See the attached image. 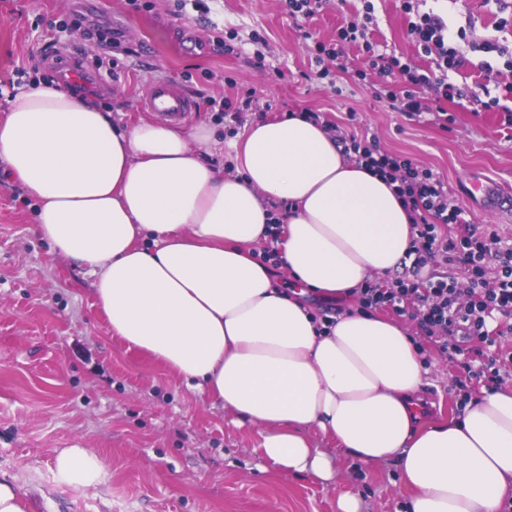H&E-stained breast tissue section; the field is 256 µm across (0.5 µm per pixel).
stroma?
Instances as JSON below:
<instances>
[{"mask_svg":"<svg viewBox=\"0 0 512 512\" xmlns=\"http://www.w3.org/2000/svg\"><path fill=\"white\" fill-rule=\"evenodd\" d=\"M134 12L127 0H0V109L18 87L17 68L58 81V63L96 69L104 50L76 31L75 17L112 28L125 51L114 71H99L108 91L100 100L123 124L148 119L139 100L166 82L192 98L190 125L228 134L232 119L204 104L225 97L232 108L250 99L246 120L324 112L339 125L374 136L447 183L463 203L472 173L512 183V128L497 110L471 101L432 98L447 110L416 121L357 78L364 56L349 45L328 74L316 66L315 44L357 16L360 0H328L306 20L288 16L282 0H214L209 19L177 15L173 0H151ZM450 30L464 26L463 65L448 75L462 92L476 85H512V70L484 53L485 41L512 48V23L494 0H428ZM373 41L420 67L431 65L407 34L399 0H376ZM491 70H482V62ZM97 70V69H96ZM36 207L0 160V473L15 477L34 512H336L340 493L357 494L363 512H408V493L394 464L338 460L335 483L281 473L252 453L253 428L237 425L223 406L190 390L158 363L113 338L95 303L92 279L57 255L35 230ZM432 386L423 399L430 417L456 415L463 393L458 371L432 343ZM94 450L107 463L94 490L62 482L59 449Z\"/></svg>","mask_w":512,"mask_h":512,"instance_id":"obj_1","label":"stroma"}]
</instances>
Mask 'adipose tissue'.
Segmentation results:
<instances>
[{
    "label": "adipose tissue",
    "instance_id": "ef3b65f1",
    "mask_svg": "<svg viewBox=\"0 0 512 512\" xmlns=\"http://www.w3.org/2000/svg\"><path fill=\"white\" fill-rule=\"evenodd\" d=\"M217 146L207 125L123 128L94 98L41 81L0 112V160L35 201L38 235L92 276L112 335L253 427L255 453L324 483L339 451L392 461L409 512H500L512 387L421 420L431 367L407 326L355 309L327 321L308 299L398 269L411 224L392 187L300 113L253 119L229 141V167ZM271 224L276 274L254 255ZM55 467L84 488L106 473L86 448L60 449Z\"/></svg>",
    "mask_w": 512,
    "mask_h": 512
}]
</instances>
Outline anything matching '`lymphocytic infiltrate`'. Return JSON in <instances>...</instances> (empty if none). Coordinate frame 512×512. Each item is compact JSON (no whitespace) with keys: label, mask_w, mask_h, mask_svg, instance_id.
Here are the masks:
<instances>
[{"label":"lymphocytic infiltrate","mask_w":512,"mask_h":512,"mask_svg":"<svg viewBox=\"0 0 512 512\" xmlns=\"http://www.w3.org/2000/svg\"><path fill=\"white\" fill-rule=\"evenodd\" d=\"M418 2L401 0V9L411 41L432 58L429 69H420L370 40L368 31L376 20L373 0H363L360 18L337 28L335 43L317 46L319 54L334 60L345 45H358L366 58L360 78H375L396 110L411 118L430 113L425 90L454 96L448 74L462 63L447 21L420 11ZM338 138L346 156L393 185L412 226L409 275L390 283L370 281L356 289L360 308L385 307L412 318L421 338L462 369L466 380H501L506 365L499 339L512 334V245L497 234L479 231L468 210L449 201L447 187L430 169L380 149L366 136L342 132ZM435 259L460 269V276L427 272V264ZM496 315L500 323L488 328Z\"/></svg>","instance_id":"obj_1"}]
</instances>
